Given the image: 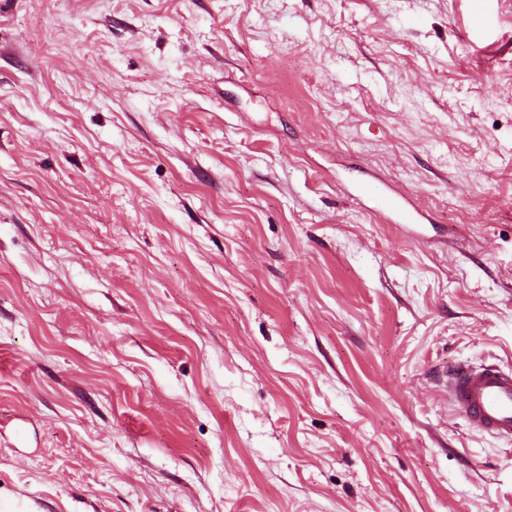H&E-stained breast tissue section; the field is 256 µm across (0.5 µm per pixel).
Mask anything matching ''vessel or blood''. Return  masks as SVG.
<instances>
[{
  "label": "vessel or blood",
  "instance_id": "vessel-or-blood-1",
  "mask_svg": "<svg viewBox=\"0 0 512 512\" xmlns=\"http://www.w3.org/2000/svg\"><path fill=\"white\" fill-rule=\"evenodd\" d=\"M381 211L396 223H416L419 211L404 195L390 190L373 194ZM448 396L473 430L512 442V370L495 365L457 364L443 372Z\"/></svg>",
  "mask_w": 512,
  "mask_h": 512
}]
</instances>
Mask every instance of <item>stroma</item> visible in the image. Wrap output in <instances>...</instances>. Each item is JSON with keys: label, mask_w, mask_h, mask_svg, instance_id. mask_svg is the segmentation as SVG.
<instances>
[{"label": "stroma", "mask_w": 512, "mask_h": 512, "mask_svg": "<svg viewBox=\"0 0 512 512\" xmlns=\"http://www.w3.org/2000/svg\"><path fill=\"white\" fill-rule=\"evenodd\" d=\"M459 362L512 367V0H0L8 512H512ZM361 192L372 194L379 209L394 216L397 224L416 223L419 211L406 196L393 190L375 191L367 187H362Z\"/></svg>", "instance_id": "1"}]
</instances>
